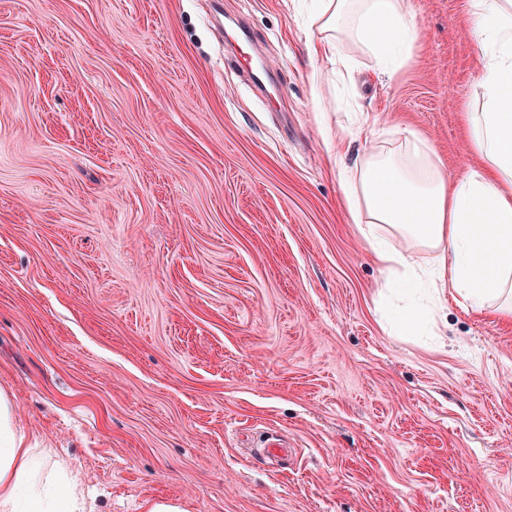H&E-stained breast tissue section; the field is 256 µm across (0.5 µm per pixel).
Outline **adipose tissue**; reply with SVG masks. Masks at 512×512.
I'll return each mask as SVG.
<instances>
[{"label":"adipose tissue","mask_w":512,"mask_h":512,"mask_svg":"<svg viewBox=\"0 0 512 512\" xmlns=\"http://www.w3.org/2000/svg\"><path fill=\"white\" fill-rule=\"evenodd\" d=\"M468 2L481 36L482 105L465 115L478 167L450 185L438 162L368 145L338 170L353 222L390 275L432 289L448 283L480 305L512 290V0ZM305 29L312 56L335 60L348 40L391 72L395 43L413 41L418 19L408 0H318ZM378 224L397 232L406 250L376 235ZM0 512H86L76 476L48 463L3 391Z\"/></svg>","instance_id":"1"}]
</instances>
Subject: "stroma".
Segmentation results:
<instances>
[{
	"label": "stroma",
	"mask_w": 512,
	"mask_h": 512,
	"mask_svg": "<svg viewBox=\"0 0 512 512\" xmlns=\"http://www.w3.org/2000/svg\"><path fill=\"white\" fill-rule=\"evenodd\" d=\"M310 2L222 0L218 29L211 0H0V389L91 512H512V318L448 286L394 335L406 286L329 155L364 113L476 168L481 37L466 0H410L393 74L335 65Z\"/></svg>",
	"instance_id": "stroma-1"
}]
</instances>
